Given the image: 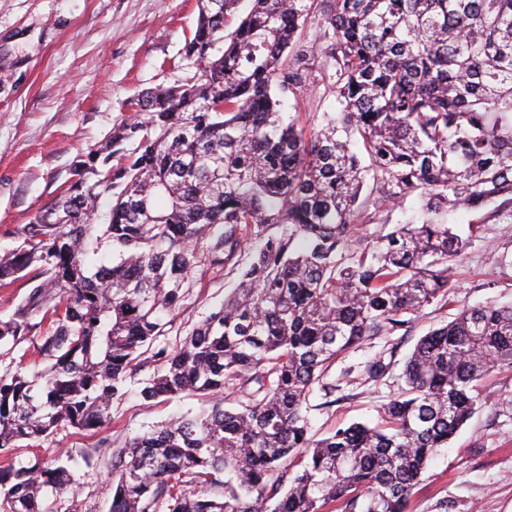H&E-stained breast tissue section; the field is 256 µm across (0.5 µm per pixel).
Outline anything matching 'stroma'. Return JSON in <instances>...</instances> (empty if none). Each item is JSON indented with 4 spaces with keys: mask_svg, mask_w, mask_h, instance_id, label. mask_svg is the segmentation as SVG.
<instances>
[{
    "mask_svg": "<svg viewBox=\"0 0 512 512\" xmlns=\"http://www.w3.org/2000/svg\"><path fill=\"white\" fill-rule=\"evenodd\" d=\"M197 0H0V254L19 244L24 225L62 190L73 159L99 148L129 115L142 91L191 80L198 67L184 47L195 27ZM469 244L456 262L448 299L390 336L349 349L324 376L337 401L324 406L322 391L309 397L310 434L374 422L396 392L404 361L421 336L452 321L464 308L512 303V224H486L478 211L448 217ZM236 286L226 268L198 262L179 316L155 345L176 350L180 341ZM394 355L390 377L365 381L362 369L380 352ZM473 417L439 449L414 488L407 512H512V367L499 366L480 383ZM202 396L145 401L129 394L112 405L101 433L58 426L49 436L23 440L12 450L21 461L48 460L67 449L94 447L100 436L114 446L187 411L209 408ZM108 462L80 476L78 491L47 497L44 512H108Z\"/></svg>",
    "mask_w": 512,
    "mask_h": 512,
    "instance_id": "35a3bbf8",
    "label": "stroma"
}]
</instances>
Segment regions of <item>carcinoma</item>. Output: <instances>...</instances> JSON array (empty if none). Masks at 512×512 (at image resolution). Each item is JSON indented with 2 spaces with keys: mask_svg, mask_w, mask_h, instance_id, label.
Instances as JSON below:
<instances>
[{
  "mask_svg": "<svg viewBox=\"0 0 512 512\" xmlns=\"http://www.w3.org/2000/svg\"><path fill=\"white\" fill-rule=\"evenodd\" d=\"M239 2L203 0L185 45L200 76L134 97V117L72 161L66 188L0 255V286L32 284L0 319V347L29 340L44 364L0 375L8 512H42L108 454L109 512H406L480 401L477 382L512 367V305L466 308L417 341L379 424L308 434L309 396L333 392L323 376L337 356L448 296L467 241L445 215L512 224V0H250L243 17ZM321 85L338 116L309 131L283 117V99L299 113ZM411 197L420 224L359 236ZM204 240L210 263L238 266L237 288L176 350L154 351ZM149 350L163 364L143 400L236 384L247 403L218 399L117 451L103 437L9 459L62 423L102 429ZM390 366L379 355L364 376Z\"/></svg>",
  "mask_w": 512,
  "mask_h": 512,
  "instance_id": "carcinoma-1",
  "label": "carcinoma"
}]
</instances>
